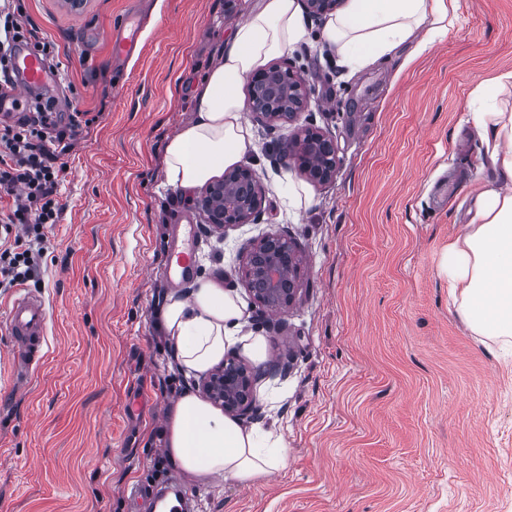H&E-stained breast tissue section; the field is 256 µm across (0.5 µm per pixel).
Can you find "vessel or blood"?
I'll return each mask as SVG.
<instances>
[{"mask_svg":"<svg viewBox=\"0 0 512 512\" xmlns=\"http://www.w3.org/2000/svg\"><path fill=\"white\" fill-rule=\"evenodd\" d=\"M141 30L131 17L113 23L107 38L112 45V66L123 68L140 46ZM17 78L0 87V112L12 111L32 90L59 84L60 74L50 69L35 52L28 48L17 50L12 58ZM197 268V255L192 245L177 248L170 264L171 279L181 282ZM48 307L37 295L19 293L8 312L6 330L12 342L13 366L16 382L27 380L41 365L47 340Z\"/></svg>","mask_w":512,"mask_h":512,"instance_id":"b4317fda","label":"vessel or blood"}]
</instances>
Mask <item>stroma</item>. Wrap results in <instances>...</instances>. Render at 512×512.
Listing matches in <instances>:
<instances>
[{"instance_id": "35a3bbf8", "label": "stroma", "mask_w": 512, "mask_h": 512, "mask_svg": "<svg viewBox=\"0 0 512 512\" xmlns=\"http://www.w3.org/2000/svg\"><path fill=\"white\" fill-rule=\"evenodd\" d=\"M48 41L57 110L93 115L65 156L58 223L38 275L49 310L41 367L10 380L0 333V512H150L136 482L174 479L188 512H512V356L473 335L439 263L494 177L469 119L475 91L512 70V0H457L445 36L339 71L321 24L284 54L314 87L296 124H253L243 159L265 186L261 213L205 234L196 191L167 181L165 148L256 0H19ZM144 14L140 51L112 68L105 33ZM330 134L336 175L318 186L279 164L297 126ZM192 226L198 274L233 290L267 340L255 425L281 433L288 463L247 485L188 479L163 448L166 411L199 378L178 366L156 314L175 224ZM268 233L302 259L288 313L260 312L239 251Z\"/></svg>"}]
</instances>
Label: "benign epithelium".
I'll return each mask as SVG.
<instances>
[{
	"label": "benign epithelium",
	"instance_id": "benign-epithelium-1",
	"mask_svg": "<svg viewBox=\"0 0 512 512\" xmlns=\"http://www.w3.org/2000/svg\"><path fill=\"white\" fill-rule=\"evenodd\" d=\"M307 12L318 19L334 11L339 0H303ZM313 90L290 64H272L248 79L246 109L261 123L290 122L308 111ZM285 167L296 168L315 183L334 175L338 161L334 139L321 131L304 127L280 151ZM262 188L255 171L248 166L225 170L220 179L209 182L197 199L209 226L222 234L238 224H247L258 214ZM299 258L292 242L267 234L244 248L243 281L262 307L286 312L296 299ZM256 378L245 363L232 360L213 370L200 382L205 396L224 408V413L244 418L255 409Z\"/></svg>",
	"mask_w": 512,
	"mask_h": 512
}]
</instances>
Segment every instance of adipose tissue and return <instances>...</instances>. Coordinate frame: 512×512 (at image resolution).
Wrapping results in <instances>:
<instances>
[{"instance_id": "1", "label": "adipose tissue", "mask_w": 512, "mask_h": 512, "mask_svg": "<svg viewBox=\"0 0 512 512\" xmlns=\"http://www.w3.org/2000/svg\"><path fill=\"white\" fill-rule=\"evenodd\" d=\"M455 2L348 0L320 37L333 47L342 69H361L408 42L420 54L447 33ZM305 33L298 0H259L197 88L194 119L166 146L170 185L203 186L242 160L252 132L239 89ZM509 89L512 71H505L474 97L472 118L502 180L481 187L472 222L449 242L440 261L457 314L474 335L503 345H512V111L500 108L499 96ZM159 323L186 372L209 371L231 347L254 364L267 359L266 338L245 331L243 305L214 279L197 278L188 295L170 294ZM164 436L169 460L194 481L221 477L246 484L283 469L288 460L276 431L243 428L192 391L170 406Z\"/></svg>"}]
</instances>
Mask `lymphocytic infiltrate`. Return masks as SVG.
Wrapping results in <instances>:
<instances>
[{
	"mask_svg": "<svg viewBox=\"0 0 512 512\" xmlns=\"http://www.w3.org/2000/svg\"><path fill=\"white\" fill-rule=\"evenodd\" d=\"M19 41L44 58L52 56L50 44L28 29L21 12L0 13V82L10 79L9 57ZM92 123L80 111L61 116L48 100L16 121L0 124V190L15 197L13 211L0 225L5 233L0 239V288L36 277L45 244L43 229L59 219L60 160L73 150L77 128Z\"/></svg>",
	"mask_w": 512,
	"mask_h": 512,
	"instance_id": "lymphocytic-infiltrate-1",
	"label": "lymphocytic infiltrate"
}]
</instances>
